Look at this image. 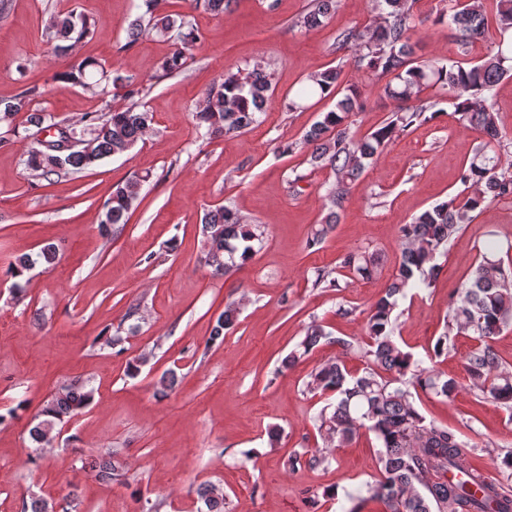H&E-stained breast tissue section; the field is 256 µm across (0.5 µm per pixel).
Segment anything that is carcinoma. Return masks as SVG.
I'll use <instances>...</instances> for the list:
<instances>
[{"label":"carcinoma","mask_w":512,"mask_h":512,"mask_svg":"<svg viewBox=\"0 0 512 512\" xmlns=\"http://www.w3.org/2000/svg\"><path fill=\"white\" fill-rule=\"evenodd\" d=\"M146 10L129 23L123 48L134 46L149 35L172 43L174 50L160 64L159 77L180 73L187 63V52L198 41L191 12L202 10L222 15L231 0H186L188 11H161L162 0H144ZM443 7L435 22L447 23L453 31L461 59L449 65L414 56V36L425 18L414 13L415 0H375L377 19L363 27L336 32L331 51L351 52V62L362 73L364 82L345 87L343 98L334 109L322 113L298 142L280 145L284 155L296 149L307 151L306 162L328 172L324 206L327 215L310 244L320 243L337 222L352 190L364 171L390 142L413 126L435 119L439 112L435 94L450 93L458 121L480 130L482 139L470 163L462 165L459 181L465 196L458 195L438 203L402 226L401 260L384 294L367 318L366 336L360 348L366 367L349 371L338 356L309 374L307 391L336 397L333 409L323 408L315 422L323 438L336 446L349 444L360 430L374 434L380 442V475L369 486L370 497L382 501L386 512H512V499L499 492L496 483L471 464L466 445L448 428L426 420L416 404L418 392L446 399L457 390L453 379H444L433 368L404 350L394 336L392 314L398 297L412 285L430 287L437 278L439 258L448 253L463 225L473 221L474 213L493 202L512 198V163L505 157L512 153V138L503 135L497 113L490 103V93L512 75V0H440ZM337 0H313L310 9L296 25L315 29L336 9ZM94 30L90 19L74 9L49 13L44 20L43 36L53 45L57 57L66 60L55 78L63 80L92 97L105 101L109 96L127 100L123 105L106 104L88 112L80 126H63L47 108L38 107L40 88L32 85L10 99H0V125L19 134L16 120L23 118L27 146L23 164L44 178L77 176L98 162L127 152L154 129V114L138 97L143 82L118 69L107 71L93 59L69 60L68 51ZM490 41V53L474 64L469 61L473 45ZM342 70L328 68L309 74L291 109L309 108V100L339 94ZM398 103L397 110L380 127L365 135L351 130L349 115L359 108L368 91ZM273 93L272 74L258 65L245 74H227L205 93L201 109L195 115L197 127L205 128L209 138L239 134L259 121ZM52 128L68 133L82 146L65 154L48 149L37 134ZM142 179L113 187L103 205L99 227L103 234L111 226L128 223L131 212L139 205ZM206 239L205 262L217 273L227 274L244 265L263 242V230L228 205L206 212L201 220ZM481 260L472 276L461 288L458 302L450 306L445 331L433 347V356L446 357L455 350L456 337L472 336L477 341L465 359V371L471 385L494 402L512 410V373L502 367L492 341L501 330L512 325V270L504 266L499 243L488 239L480 252ZM55 248L43 247L38 253L24 254L11 264L15 278L13 289L23 296L29 279L26 273L38 265L52 266ZM379 264L375 253H349L340 268L349 275L367 280ZM314 286L340 290L333 271L314 269ZM238 307L230 303L216 318L209 344L224 342V332L237 321ZM348 351L350 343L333 338L318 321L305 329L300 343L308 353L321 342ZM93 400V389L85 382L61 389L42 407L39 422L29 429L38 448L48 447L57 426L81 413ZM327 461L313 454L304 459L288 458L292 471L306 465L319 467ZM120 469L112 458L91 464L102 482H110ZM206 512H224V494L213 484L203 483L197 490Z\"/></svg>","instance_id":"obj_1"}]
</instances>
